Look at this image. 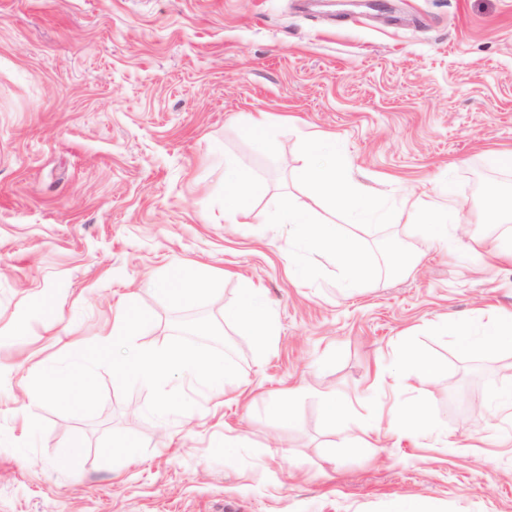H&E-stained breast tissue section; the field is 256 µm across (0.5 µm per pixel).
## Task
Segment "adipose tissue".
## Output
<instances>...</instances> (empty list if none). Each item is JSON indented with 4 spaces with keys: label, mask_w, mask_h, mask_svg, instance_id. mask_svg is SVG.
Listing matches in <instances>:
<instances>
[{
    "label": "adipose tissue",
    "mask_w": 512,
    "mask_h": 512,
    "mask_svg": "<svg viewBox=\"0 0 512 512\" xmlns=\"http://www.w3.org/2000/svg\"><path fill=\"white\" fill-rule=\"evenodd\" d=\"M335 137L311 134L307 141L308 156L296 170L297 177L314 191L316 199L328 205L343 202L355 218H363L374 211L371 198L356 189L347 188L338 163L318 164L314 155L324 151H335ZM252 185L240 167L233 161L224 164V220L235 224L239 219L251 217ZM399 209L419 218L434 236L443 238L448 233L449 221L456 217L455 203L442 204L436 201L421 202L414 195H405ZM280 223L296 227L299 236L328 257H336L348 278H360L366 267L359 259L358 238L352 233H340L333 224H320L310 219V210L304 206L284 207L279 216ZM224 320L265 343H273L277 328L272 311L268 307L261 288L243 283L237 302L224 310ZM148 318L144 313L124 309L112 319V326L100 334L96 348L85 352L87 362L94 363L109 354L113 339L130 341L146 328ZM459 345L466 351H492L503 346H512V312H494L488 318V330L480 338H472L467 328L459 330Z\"/></svg>",
    "instance_id": "adipose-tissue-1"
}]
</instances>
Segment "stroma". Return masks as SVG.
Here are the masks:
<instances>
[{"instance_id":"1","label":"stroma","mask_w":512,"mask_h":512,"mask_svg":"<svg viewBox=\"0 0 512 512\" xmlns=\"http://www.w3.org/2000/svg\"><path fill=\"white\" fill-rule=\"evenodd\" d=\"M373 10L313 0H0V512H512V347L464 353L490 309L512 311V265L473 262L511 224H486L489 192L512 196V0H385ZM266 114L256 143L246 129ZM336 137L349 179L380 210L415 190L452 195L460 230L434 240L378 214L314 219L356 232L371 269L335 260L278 223L307 201L305 142ZM255 188L254 223L224 221V161ZM296 261L304 276L288 273ZM193 266L220 300L179 306L151 290ZM262 288L278 334L265 346L225 324L242 281ZM52 293L68 323L44 324ZM219 324L239 368L226 396L176 376L192 410L146 413L107 368L90 417L40 404L31 366L95 344L118 305ZM24 321L22 336L7 328ZM411 353L439 364L419 383ZM335 391L357 425L419 407L428 429L380 433L356 451L327 419ZM291 392L290 418L269 396ZM138 447L134 459L112 447ZM81 445L75 465L57 459Z\"/></svg>"}]
</instances>
